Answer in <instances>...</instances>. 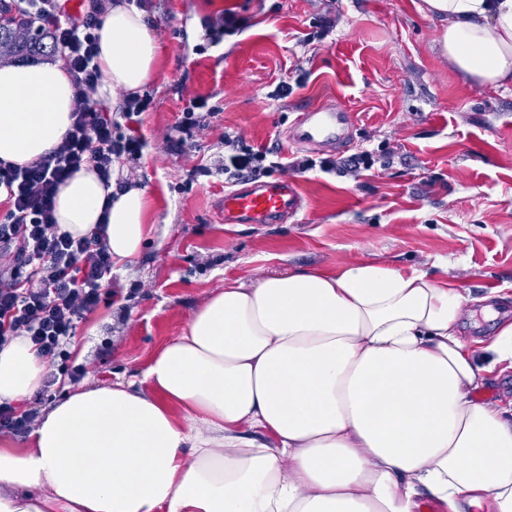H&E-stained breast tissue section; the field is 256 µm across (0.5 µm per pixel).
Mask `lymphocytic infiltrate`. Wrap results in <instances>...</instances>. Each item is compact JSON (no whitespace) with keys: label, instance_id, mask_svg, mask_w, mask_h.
Returning a JSON list of instances; mask_svg holds the SVG:
<instances>
[{"label":"lymphocytic infiltrate","instance_id":"lymphocytic-infiltrate-1","mask_svg":"<svg viewBox=\"0 0 512 512\" xmlns=\"http://www.w3.org/2000/svg\"><path fill=\"white\" fill-rule=\"evenodd\" d=\"M66 0H14L15 10L51 41L67 63L75 90L72 123L61 141L38 162L17 166L0 161V347L24 336L38 355L59 362V373L47 378L53 387L59 377L78 382L82 367L69 365L68 347L77 327L107 299L103 282L112 274V257L104 227L73 238L59 232L54 216L58 188L83 166L110 181L113 166L127 167L142 154L140 139L126 126L150 101L126 97L121 111L91 102L88 93L101 82L97 62L98 31L103 0H85L80 11L65 7ZM269 152L240 147L236 137L224 138V175L229 181L257 180L279 170L304 173L341 169L351 173L374 165L372 151L321 161L296 159L269 165Z\"/></svg>","mask_w":512,"mask_h":512}]
</instances>
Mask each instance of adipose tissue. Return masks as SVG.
<instances>
[{
    "label": "adipose tissue",
    "mask_w": 512,
    "mask_h": 512,
    "mask_svg": "<svg viewBox=\"0 0 512 512\" xmlns=\"http://www.w3.org/2000/svg\"><path fill=\"white\" fill-rule=\"evenodd\" d=\"M465 77L512 82V0H423ZM163 48L129 0L99 30V101L142 92ZM63 61L0 66V160L38 161L71 125ZM138 185L84 167L60 186V231L97 225L113 269L150 238ZM466 297L427 271L225 279L150 359L142 380L77 388L0 448V512H512V406L478 398L512 368V322L463 341ZM24 337L0 348V402L40 386Z\"/></svg>",
    "instance_id": "adipose-tissue-1"
}]
</instances>
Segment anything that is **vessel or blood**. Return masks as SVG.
<instances>
[{
	"label": "vessel or blood",
	"mask_w": 512,
	"mask_h": 512,
	"mask_svg": "<svg viewBox=\"0 0 512 512\" xmlns=\"http://www.w3.org/2000/svg\"><path fill=\"white\" fill-rule=\"evenodd\" d=\"M352 114L336 103L322 102L304 107L291 138L294 146L311 150L330 149L348 142ZM300 191L296 181L280 178L261 185L225 191L220 203L223 220L228 224H271L296 213Z\"/></svg>",
	"instance_id": "b4317fda"
}]
</instances>
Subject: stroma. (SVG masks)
<instances>
[{"label":"stroma","mask_w":512,"mask_h":512,"mask_svg":"<svg viewBox=\"0 0 512 512\" xmlns=\"http://www.w3.org/2000/svg\"><path fill=\"white\" fill-rule=\"evenodd\" d=\"M144 9L164 50L135 126L143 149L132 181L153 200L154 231L77 329L70 362L84 369L81 385L142 375L228 277L349 261L417 267L473 297L464 337L512 320V300L489 312L478 302L512 286V84L486 88L452 68L437 19L413 0H146ZM227 9L245 25L213 40L208 22ZM196 96L216 116L177 147L174 128ZM332 98L355 113L352 140L373 150V167L297 174L296 217L224 223L225 134L288 161L300 109Z\"/></svg>","instance_id":"stroma-1"}]
</instances>
